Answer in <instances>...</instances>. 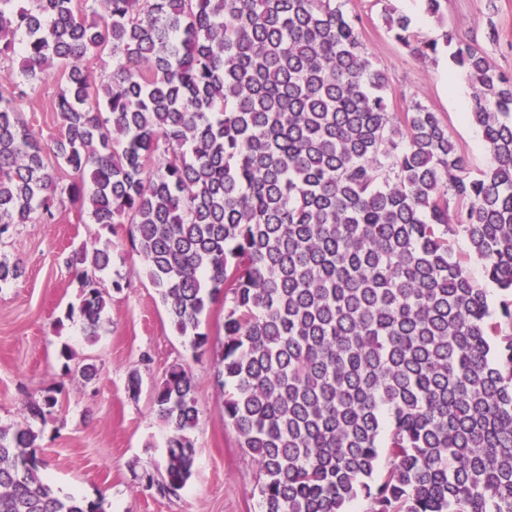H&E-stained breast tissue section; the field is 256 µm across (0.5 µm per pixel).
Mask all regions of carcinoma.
<instances>
[{"label": "carcinoma", "mask_w": 512, "mask_h": 512, "mask_svg": "<svg viewBox=\"0 0 512 512\" xmlns=\"http://www.w3.org/2000/svg\"><path fill=\"white\" fill-rule=\"evenodd\" d=\"M388 26L411 54L437 51L405 17ZM107 50L97 85L85 62ZM452 58L490 156L476 175L439 113L389 110V77L336 0H0V236L67 201L129 225L196 351L232 296L224 419L264 474L261 512H512V76L472 44ZM51 79L49 143L17 100ZM459 234L500 291L494 315L452 255ZM67 264L93 340L112 249ZM21 275L0 257L1 286ZM153 404L167 463L142 479L170 494L195 460L191 375L171 367ZM56 405L0 425V512H105L41 473L28 419Z\"/></svg>", "instance_id": "obj_1"}]
</instances>
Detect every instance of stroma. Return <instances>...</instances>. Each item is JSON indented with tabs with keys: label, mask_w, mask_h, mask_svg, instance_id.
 <instances>
[{
	"label": "stroma",
	"mask_w": 512,
	"mask_h": 512,
	"mask_svg": "<svg viewBox=\"0 0 512 512\" xmlns=\"http://www.w3.org/2000/svg\"><path fill=\"white\" fill-rule=\"evenodd\" d=\"M356 17L373 66L389 77L391 111H407L418 101L442 115L448 133L472 173L486 168L489 154L478 126L465 119L439 71L452 67L455 41L479 46L492 65L512 74V0H441L436 16L426 15L423 0H339ZM405 14L420 40L438 41L435 54L411 55L388 32L385 18ZM53 82L20 100L29 127L40 137H57L60 128L49 110ZM112 245L106 315L95 343H88L80 318L82 290L64 259L78 246ZM0 254L20 262L23 275L0 286V425L21 421L25 405L53 394L50 415L33 421L42 473L59 495L103 501L105 512H260L258 487L264 476L232 424L224 420V386L219 373L224 351V303L216 301L202 318L209 335L203 355L173 330L158 292L142 276L143 261L132 252L127 225L108 229L88 212L61 208L52 224H19L0 237ZM121 290H113V281ZM70 346L73 366L99 368L89 383L68 375L59 357ZM193 378L199 422L193 431L196 456L186 485L173 494L146 488L141 476L161 474L168 430L153 406V388L172 366ZM138 372V395L127 390Z\"/></svg>",
	"instance_id": "obj_1"
}]
</instances>
